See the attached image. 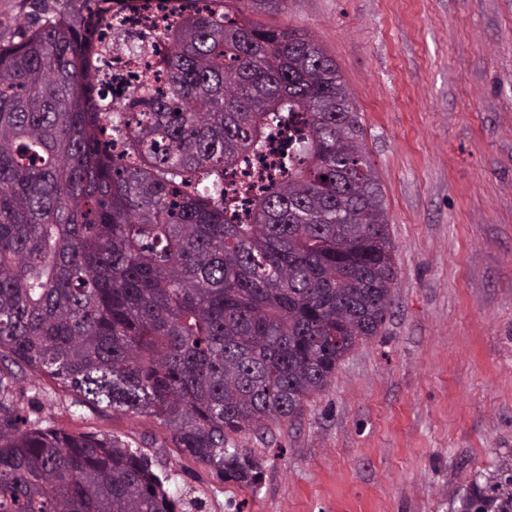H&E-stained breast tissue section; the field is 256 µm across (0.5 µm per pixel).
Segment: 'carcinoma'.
<instances>
[{
	"mask_svg": "<svg viewBox=\"0 0 512 512\" xmlns=\"http://www.w3.org/2000/svg\"><path fill=\"white\" fill-rule=\"evenodd\" d=\"M107 0H34L0 43V512H177L148 458L29 421L16 372L159 421L185 456L251 485L241 432L291 424L392 310L385 197L344 75L288 0H218L175 28ZM114 101L112 60L142 63ZM282 143L257 193L237 170ZM457 512H512V458Z\"/></svg>",
	"mask_w": 512,
	"mask_h": 512,
	"instance_id": "cac0c4a2",
	"label": "carcinoma"
}]
</instances>
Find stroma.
<instances>
[{"instance_id":"stroma-1","label":"stroma","mask_w":512,"mask_h":512,"mask_svg":"<svg viewBox=\"0 0 512 512\" xmlns=\"http://www.w3.org/2000/svg\"><path fill=\"white\" fill-rule=\"evenodd\" d=\"M355 99L395 246V301L293 425L234 436L247 488L152 416L21 375L31 421L145 454L183 512H450L512 457V0H288Z\"/></svg>"}]
</instances>
